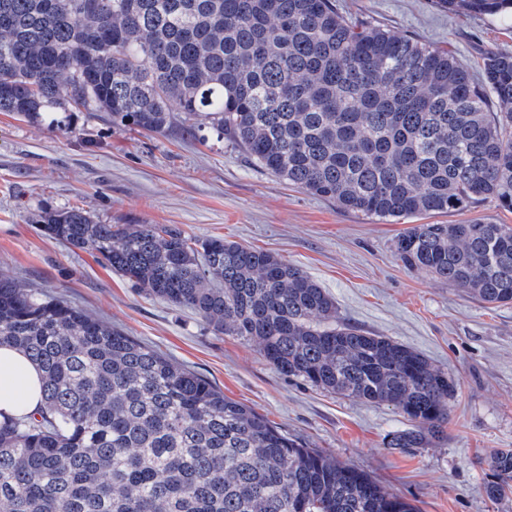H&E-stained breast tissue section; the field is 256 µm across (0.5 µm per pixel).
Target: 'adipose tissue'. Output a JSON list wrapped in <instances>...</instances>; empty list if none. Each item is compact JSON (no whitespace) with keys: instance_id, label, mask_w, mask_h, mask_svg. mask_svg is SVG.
<instances>
[{"instance_id":"adipose-tissue-1","label":"adipose tissue","mask_w":512,"mask_h":512,"mask_svg":"<svg viewBox=\"0 0 512 512\" xmlns=\"http://www.w3.org/2000/svg\"><path fill=\"white\" fill-rule=\"evenodd\" d=\"M42 402L40 370L23 353L0 347V417L36 412Z\"/></svg>"}]
</instances>
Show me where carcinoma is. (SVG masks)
<instances>
[{
	"label": "carcinoma",
	"instance_id": "1",
	"mask_svg": "<svg viewBox=\"0 0 512 512\" xmlns=\"http://www.w3.org/2000/svg\"><path fill=\"white\" fill-rule=\"evenodd\" d=\"M0 0V112L70 129L76 112L165 136L208 130L257 166L379 219L491 199L512 210V55L482 80L447 50L358 25L334 0ZM474 16L512 0H436ZM39 224L133 287L258 346L278 372L390 406L412 453L443 432L448 373L385 336L334 325L336 302L280 256L175 225ZM394 256L488 304L512 303V224H418ZM42 371L40 409L0 423V512H417L198 375L81 309L0 277V346ZM487 498L512 494V449Z\"/></svg>",
	"mask_w": 512,
	"mask_h": 512
}]
</instances>
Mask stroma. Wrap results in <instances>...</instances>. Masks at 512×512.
Returning <instances> with one entry per match:
<instances>
[{
    "label": "stroma",
    "mask_w": 512,
    "mask_h": 512,
    "mask_svg": "<svg viewBox=\"0 0 512 512\" xmlns=\"http://www.w3.org/2000/svg\"><path fill=\"white\" fill-rule=\"evenodd\" d=\"M352 20L451 50L471 74L478 52L512 53V15L468 16L434 0H336ZM71 131L0 112V277L79 308L191 371L306 447L364 471L418 512H512L483 491L489 457L512 449V303L487 304L404 267L396 238L415 219L381 221L283 183L230 142L173 129L147 135L93 112ZM77 207L104 224L174 225L278 254L333 296L338 322L417 351L454 384L439 440L389 448L408 426L395 409L278 374L255 345L218 335L194 311L145 295L90 253L35 224ZM427 224H512L487 199Z\"/></svg>",
    "instance_id": "1"
}]
</instances>
